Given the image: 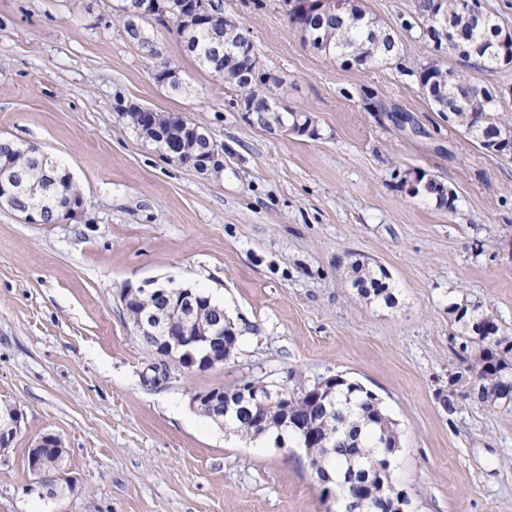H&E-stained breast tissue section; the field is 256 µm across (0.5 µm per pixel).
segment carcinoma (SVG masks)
<instances>
[{"instance_id": "1", "label": "carcinoma", "mask_w": 512, "mask_h": 512, "mask_svg": "<svg viewBox=\"0 0 512 512\" xmlns=\"http://www.w3.org/2000/svg\"><path fill=\"white\" fill-rule=\"evenodd\" d=\"M155 0H118L115 12L124 19V31L128 40L148 55L157 57L159 52L147 40L139 23L148 19L160 22L169 18L175 23L177 35L199 65L218 80L224 73L238 65V52L233 44L243 41L252 45L248 30H239L224 19L223 0L212 2L211 15L204 22L193 19L185 11L186 0H170L172 10L162 18L154 13ZM366 11L356 4L349 12H336L324 7L316 15L302 18L300 22L311 25L313 37L321 40L323 48L332 55L365 68L383 64L397 54V43L382 34V28L368 26L364 22ZM502 28L491 17L475 20L471 25V42L459 51V57L468 61L479 57V69L494 71L503 66L497 40ZM455 77L469 84L474 90L470 102H462L453 96L448 84L432 88L424 93L439 114L452 109L465 117L472 112L488 115V119L477 123L464 121L459 124L464 133L482 149L504 129H512V115L499 111V102L493 93L483 95L487 87L463 70H452ZM238 98L253 113L260 128L270 127L282 121L295 119L293 110L281 106L271 97L265 73L260 72L252 81L233 87ZM125 112L132 113L128 123L142 134L152 138L159 150L170 147V135L178 132L179 147L185 158L209 159L212 144L210 137L196 124L178 113H169L170 123L157 121L158 112L131 105ZM0 182L11 187L10 193L0 197V207L20 211L36 208L53 223L62 217V212L72 200L81 198V193L66 169L53 162L34 146L12 145L8 141L0 147ZM354 286L364 299L382 301L386 305L394 302L393 294L380 279L365 272L357 276ZM458 321L471 328L472 334L453 336V353L458 367L471 372L474 382L470 390L459 392L448 390V406L445 412L453 416L458 413L462 401L470 400L482 406L507 407L509 403L499 397L505 390L512 391V336L505 334L495 316L478 305L458 303L453 306ZM288 416L305 419L314 432L326 444L309 457L312 472L320 477L325 471H333L336 482L344 484L355 478L366 491H371L369 482L380 478L388 448L382 439L393 440V431L382 430L385 416L381 409L369 401L367 394L351 387H343L336 381V392L330 401H315L307 390H289ZM261 422L274 425L283 418V403L278 397L270 400L256 412ZM38 454L46 471L57 472L62 462L59 448H31L29 454ZM369 512H390L393 507L407 509L411 505L409 494L387 481L384 490L376 498L369 499Z\"/></svg>"}]
</instances>
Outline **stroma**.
Listing matches in <instances>:
<instances>
[{
  "instance_id": "35a3bbf8",
  "label": "stroma",
  "mask_w": 512,
  "mask_h": 512,
  "mask_svg": "<svg viewBox=\"0 0 512 512\" xmlns=\"http://www.w3.org/2000/svg\"><path fill=\"white\" fill-rule=\"evenodd\" d=\"M416 0H362L399 45L351 66L305 45L280 0H224L315 136L272 135L233 108L174 28L149 21L160 59L186 82L169 95L157 60L127 39L114 0H0V136L61 162L83 205L56 224L0 208V402L23 414L0 449V512H337L305 448L245 442L189 405L192 392L341 375L398 425L393 481L412 512H512V408L435 398L456 360L462 300L512 331V155L488 152L430 108L434 57ZM176 112L223 145L217 174L162 158L122 116ZM411 119L401 129L394 114ZM420 169L456 207L411 197ZM393 305L367 302L352 262ZM208 291L239 330L233 357L168 365L135 335L122 300L147 281ZM65 444L54 499L26 494L28 451Z\"/></svg>"
}]
</instances>
